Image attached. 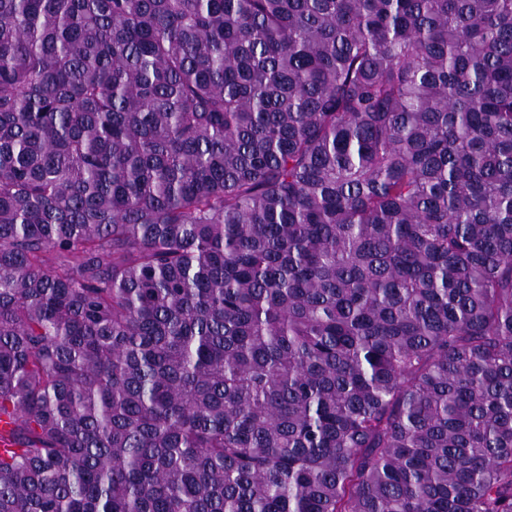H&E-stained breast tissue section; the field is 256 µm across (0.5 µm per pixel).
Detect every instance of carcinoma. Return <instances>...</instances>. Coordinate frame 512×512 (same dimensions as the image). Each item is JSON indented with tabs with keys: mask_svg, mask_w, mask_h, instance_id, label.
I'll return each instance as SVG.
<instances>
[{
	"mask_svg": "<svg viewBox=\"0 0 512 512\" xmlns=\"http://www.w3.org/2000/svg\"><path fill=\"white\" fill-rule=\"evenodd\" d=\"M0 512H512V0H0Z\"/></svg>",
	"mask_w": 512,
	"mask_h": 512,
	"instance_id": "1",
	"label": "carcinoma"
}]
</instances>
